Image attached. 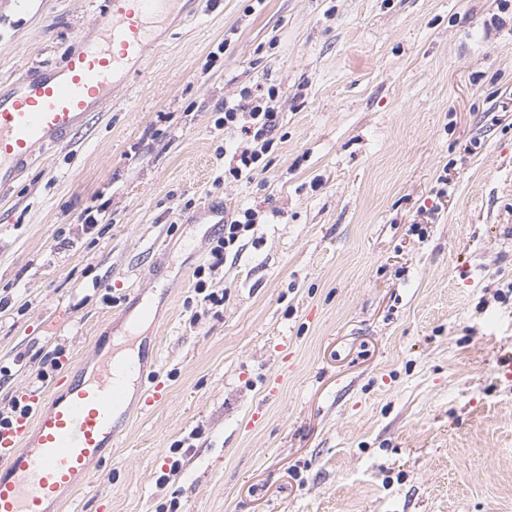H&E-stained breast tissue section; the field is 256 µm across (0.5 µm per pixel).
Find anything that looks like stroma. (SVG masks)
<instances>
[{
    "instance_id": "1",
    "label": "stroma",
    "mask_w": 512,
    "mask_h": 512,
    "mask_svg": "<svg viewBox=\"0 0 512 512\" xmlns=\"http://www.w3.org/2000/svg\"><path fill=\"white\" fill-rule=\"evenodd\" d=\"M103 5L0 0V81ZM259 83L268 170L215 185ZM209 203L260 213L216 267ZM511 283L512 0H203L0 193V405L141 292L169 397L62 512H512Z\"/></svg>"
}]
</instances>
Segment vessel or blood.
I'll return each mask as SVG.
<instances>
[{"label": "vessel or blood", "mask_w": 512, "mask_h": 512, "mask_svg": "<svg viewBox=\"0 0 512 512\" xmlns=\"http://www.w3.org/2000/svg\"><path fill=\"white\" fill-rule=\"evenodd\" d=\"M189 0H105V10L50 66L0 84V188L11 186L43 152L69 144L102 112L116 88L143 71L169 22ZM158 348L133 364L93 352L67 371L66 391L23 394L26 412L0 427V512H56L87 484L94 465L119 447L131 416L125 381H139L145 404L165 402Z\"/></svg>", "instance_id": "b4317fda"}]
</instances>
